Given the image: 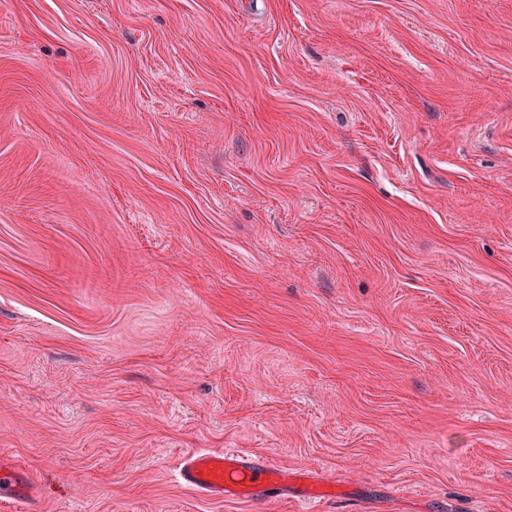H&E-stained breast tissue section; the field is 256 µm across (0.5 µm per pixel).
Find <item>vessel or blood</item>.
<instances>
[{"label":"vessel or blood","mask_w":512,"mask_h":512,"mask_svg":"<svg viewBox=\"0 0 512 512\" xmlns=\"http://www.w3.org/2000/svg\"><path fill=\"white\" fill-rule=\"evenodd\" d=\"M179 484L210 501H270L296 493L311 504L327 498V486L310 477L275 465L248 449L193 450L179 459L175 474ZM33 480L23 468L0 463V502L17 503L21 512H33Z\"/></svg>","instance_id":"1"}]
</instances>
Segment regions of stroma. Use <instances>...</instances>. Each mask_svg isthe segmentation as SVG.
Wrapping results in <instances>:
<instances>
[{
	"mask_svg": "<svg viewBox=\"0 0 512 512\" xmlns=\"http://www.w3.org/2000/svg\"><path fill=\"white\" fill-rule=\"evenodd\" d=\"M512 512V0H0V457L40 512ZM175 477L179 484L210 501L267 502L288 498L293 491L305 504H311L332 493L304 473L288 471L246 448L189 451L180 457ZM299 483L303 489H298Z\"/></svg>",
	"mask_w": 512,
	"mask_h": 512,
	"instance_id": "35a3bbf8",
	"label": "stroma"
}]
</instances>
